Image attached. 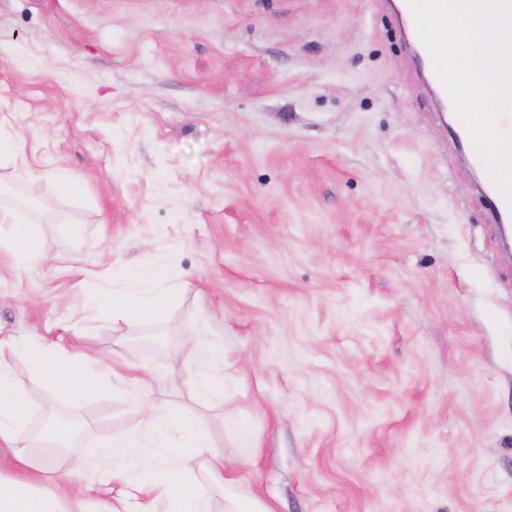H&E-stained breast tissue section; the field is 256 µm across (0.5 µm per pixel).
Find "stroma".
I'll return each instance as SVG.
<instances>
[{"label":"stroma","mask_w":512,"mask_h":512,"mask_svg":"<svg viewBox=\"0 0 512 512\" xmlns=\"http://www.w3.org/2000/svg\"><path fill=\"white\" fill-rule=\"evenodd\" d=\"M418 80L373 0H0V204L46 253L0 226V359L33 404L61 337L276 512H512V245ZM116 265L166 267L165 322H113ZM56 408L63 471L140 417L106 381ZM141 454L35 486L105 512ZM1 224H16L12 233L13 246L21 257L42 259L44 257L40 225L35 222H23L10 209L0 210Z\"/></svg>","instance_id":"stroma-1"}]
</instances>
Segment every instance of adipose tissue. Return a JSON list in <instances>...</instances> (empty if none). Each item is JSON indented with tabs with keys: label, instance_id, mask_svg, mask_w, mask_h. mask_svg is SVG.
Segmentation results:
<instances>
[{
	"label": "adipose tissue",
	"instance_id": "1",
	"mask_svg": "<svg viewBox=\"0 0 512 512\" xmlns=\"http://www.w3.org/2000/svg\"><path fill=\"white\" fill-rule=\"evenodd\" d=\"M0 223L13 225V246L23 258H43L39 225L20 221L13 210H0ZM132 287L112 291V317L126 322L151 319L163 322L172 289L166 288L167 271L157 266L132 275ZM30 359L41 380L56 396L70 404H79L101 381L111 380L115 391H142L146 380L112 370L86 351L62 343L29 350ZM145 420L133 424L122 446L133 448L144 439H152L165 457L163 465H140L135 481H128L124 471L112 474L115 481L127 483L128 489L108 507L107 512H153L150 507L132 510L131 503L151 490H160L166 512H210V493L224 498V512H274L266 501L244 492L235 470L224 463V455L212 449L205 431L192 416L160 412L148 400H140ZM32 405L18 386L12 369L0 360V446L9 448L25 468L45 471L54 461L55 451L70 445L67 426H54L43 436L26 435L32 418ZM121 446V447H122ZM0 512H69L65 501L55 495H37L29 479L0 478Z\"/></svg>",
	"mask_w": 512,
	"mask_h": 512
}]
</instances>
